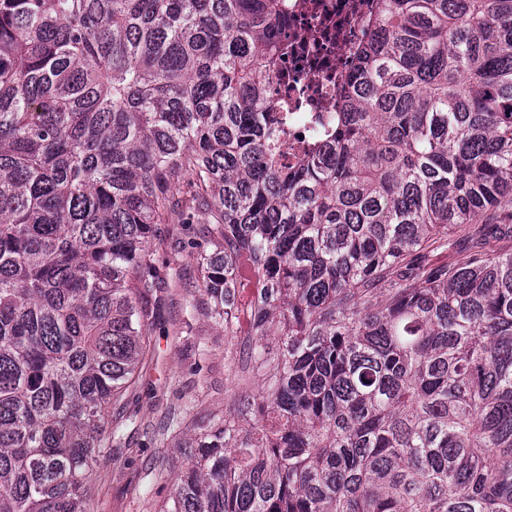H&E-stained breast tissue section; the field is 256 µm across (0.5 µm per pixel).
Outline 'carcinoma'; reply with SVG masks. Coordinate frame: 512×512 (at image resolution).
Wrapping results in <instances>:
<instances>
[{"label":"carcinoma","instance_id":"1","mask_svg":"<svg viewBox=\"0 0 512 512\" xmlns=\"http://www.w3.org/2000/svg\"><path fill=\"white\" fill-rule=\"evenodd\" d=\"M279 0H0V512H85L181 287L262 391L165 512H512V0H374L336 127L277 160ZM465 235L454 266L429 255ZM254 291L249 296L247 287ZM274 337L275 345L264 343Z\"/></svg>","mask_w":512,"mask_h":512}]
</instances>
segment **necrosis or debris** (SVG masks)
<instances>
[{
  "mask_svg": "<svg viewBox=\"0 0 512 512\" xmlns=\"http://www.w3.org/2000/svg\"><path fill=\"white\" fill-rule=\"evenodd\" d=\"M278 31L288 52L268 90L284 108L281 163L294 165L336 123V101L355 46L370 34V0H286Z\"/></svg>",
  "mask_w": 512,
  "mask_h": 512,
  "instance_id": "necrosis-or-debris-1",
  "label": "necrosis or debris"
}]
</instances>
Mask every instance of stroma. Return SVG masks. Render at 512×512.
I'll list each match as a JSON object with an SVG mask.
<instances>
[{
	"label": "stroma",
	"mask_w": 512,
	"mask_h": 512,
	"mask_svg": "<svg viewBox=\"0 0 512 512\" xmlns=\"http://www.w3.org/2000/svg\"><path fill=\"white\" fill-rule=\"evenodd\" d=\"M183 288L164 289L151 300V353L134 388L123 396L131 425L120 447L92 463L87 512H161L174 488L183 455L181 429L167 428L170 415L190 409L197 423L235 412V396L257 392L248 373L226 371L224 334L194 306L199 273L187 263ZM188 325V335L170 331Z\"/></svg>",
	"instance_id": "1"
}]
</instances>
